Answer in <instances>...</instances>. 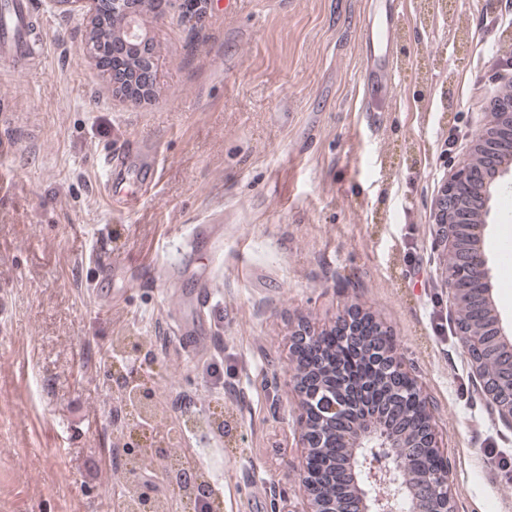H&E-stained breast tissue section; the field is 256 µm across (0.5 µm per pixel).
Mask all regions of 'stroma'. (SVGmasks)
Returning a JSON list of instances; mask_svg holds the SVG:
<instances>
[{
    "mask_svg": "<svg viewBox=\"0 0 512 512\" xmlns=\"http://www.w3.org/2000/svg\"><path fill=\"white\" fill-rule=\"evenodd\" d=\"M32 2L40 65L0 61V512H121V336L153 358L155 431L184 430L139 475L169 512H199L168 477L188 460L210 512H270L274 490L304 512L294 402L268 380L292 367L294 323L322 330L351 305L390 330L435 405L455 512H512V429L463 351L432 246L438 190L512 92V24L494 22L512 0H401L400 68L375 90L365 26L386 0L177 7L147 22L158 86L136 108L81 55V15ZM111 152L127 159L119 211L103 193ZM488 208L493 306L512 335V210Z\"/></svg>",
    "mask_w": 512,
    "mask_h": 512,
    "instance_id": "obj_1",
    "label": "stroma"
}]
</instances>
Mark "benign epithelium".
Listing matches in <instances>:
<instances>
[{
  "label": "benign epithelium",
  "instance_id": "benign-epithelium-1",
  "mask_svg": "<svg viewBox=\"0 0 512 512\" xmlns=\"http://www.w3.org/2000/svg\"><path fill=\"white\" fill-rule=\"evenodd\" d=\"M52 2L66 11H82L89 23L100 10L117 20L120 41L95 48L84 42L81 51L98 68L108 71L112 90L129 106L142 105L156 88V55L144 26L143 0ZM129 50L146 66L139 81L119 64ZM495 111L499 123L512 125V105L499 103ZM496 123H490L475 138L473 156L495 166L498 179L504 174L506 153L512 149L498 139ZM495 186L492 181L481 180L473 164L468 162L444 184L434 201L433 245L445 257L443 286L458 305L472 302L473 292L466 283L468 277L482 283L479 296L488 301L491 270L475 230L479 227L478 218L487 214ZM368 319L373 321L375 317L351 305L337 315L330 331L352 342L361 335L362 325ZM480 335L499 339L497 344L486 343L481 352L482 366L494 371L493 377L483 382V388L491 409L512 428V357L509 356L512 349L501 348L504 341L494 316L480 330ZM291 336L293 370L289 384L296 396L295 422L300 445L305 448L300 481L307 496V512H454L448 491L450 465L439 448L433 409L417 378L396 356L394 344L367 347L364 355L372 358L374 371L385 376L397 395L399 407H404L406 402L416 403L424 407L425 414H409L401 424L374 416L356 426L345 427L346 418L355 414L353 393L325 394L319 382L309 375L310 369L298 364L300 354L320 350L324 332L299 322ZM117 377L124 389L133 390L141 402L153 400L150 385L141 378L137 368L120 370ZM129 414L135 428L124 448L125 456L132 462L128 476L139 488L140 512H154L158 492L149 484L139 483L140 469L133 463H142L149 457L166 459L170 444L161 432H153L150 440H144L146 424L139 422L136 408L129 407ZM313 457L324 461V465L313 469L309 465ZM342 470L352 472V491L341 497L326 494L325 488L336 481Z\"/></svg>",
  "mask_w": 512,
  "mask_h": 512
}]
</instances>
